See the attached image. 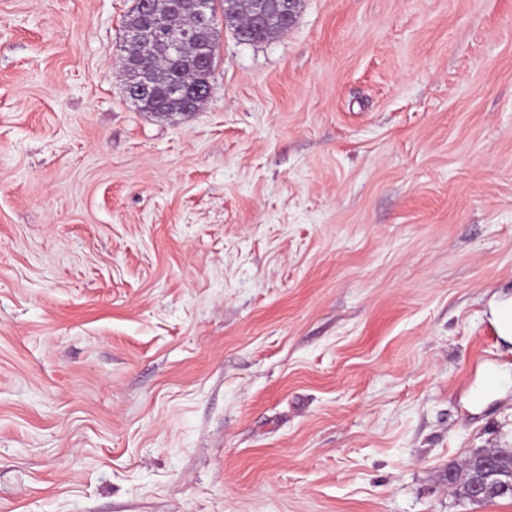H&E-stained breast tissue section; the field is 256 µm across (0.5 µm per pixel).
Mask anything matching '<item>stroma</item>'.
Instances as JSON below:
<instances>
[{"mask_svg":"<svg viewBox=\"0 0 512 512\" xmlns=\"http://www.w3.org/2000/svg\"><path fill=\"white\" fill-rule=\"evenodd\" d=\"M132 5L0 0V512H512V0L219 9L165 113ZM258 2L255 14L250 16V20L255 27L262 28L267 19V15L269 14V9L267 5H278L279 9L277 11V15L280 16L282 25L284 29H288L293 25L296 19V4L297 0H256ZM238 25L241 27L240 35L246 39L259 42L262 40H267L269 38L274 37L278 33L282 31H276L273 28L266 29H257L251 26L250 22H242L238 21ZM126 94L134 100L146 99L152 95L150 69L140 63H132L126 68ZM209 93V83L194 89L187 88L178 81H173L169 87L171 98L177 99L181 105V112L198 111V102ZM485 453H490L495 456L494 465L498 470V491L492 494L489 498L478 500L472 496V486L476 481L485 477V467L483 466V459ZM454 480L450 483L456 489L461 497L477 502H491L497 498L510 497L512 498V486H509L510 480L512 481V452L497 450H477L466 457L461 464L455 467ZM484 492V487L481 484L473 486V493L479 497Z\"/></svg>","mask_w":512,"mask_h":512,"instance_id":"1","label":"stroma"}]
</instances>
